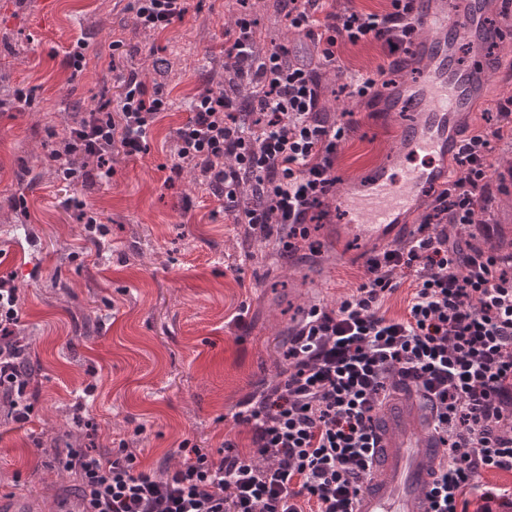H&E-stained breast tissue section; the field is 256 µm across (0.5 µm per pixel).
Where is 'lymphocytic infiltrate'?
<instances>
[{"label": "lymphocytic infiltrate", "mask_w": 512, "mask_h": 512, "mask_svg": "<svg viewBox=\"0 0 512 512\" xmlns=\"http://www.w3.org/2000/svg\"><path fill=\"white\" fill-rule=\"evenodd\" d=\"M414 0H386L367 12L354 0H285L289 27L312 40L313 53L290 60L285 51L251 53L252 22L236 21L226 48L253 88L248 104L199 95L178 128V156L209 179L224 213L260 242L289 253L310 237L314 211L332 194L336 160L355 122L329 119L320 106L319 71L343 77L347 97L370 100L405 53L417 28ZM187 0H133L138 24L164 30L186 13ZM379 45L382 62L349 74L344 50ZM493 126L469 131L454 157L449 186L432 201L412 238L371 257L350 294L333 308L312 306L288 337L286 368L263 391L241 400L233 423L247 428L251 448L225 441L218 457L194 449L177 467L145 471L125 448L58 452L59 467L81 484L89 512H356L373 465L378 411L405 385L415 387L446 444L427 497L429 512H501L512 505L489 488L471 508L467 490L483 473H512V253L472 245L497 233V194L511 191L512 163L494 164L500 144L512 147V93L496 102ZM168 102L135 77L117 102H104L69 133L60 171L83 179L78 155L99 160L111 179L108 154L146 152V134ZM250 181L256 200L239 208ZM412 294L402 316H388L385 298L402 283ZM16 289L0 278V405L18 423L33 412L19 372L25 352L15 344L20 323Z\"/></svg>", "instance_id": "lymphocytic-infiltrate-1"}]
</instances>
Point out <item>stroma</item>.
Masks as SVG:
<instances>
[{"label":"stroma","mask_w":512,"mask_h":512,"mask_svg":"<svg viewBox=\"0 0 512 512\" xmlns=\"http://www.w3.org/2000/svg\"><path fill=\"white\" fill-rule=\"evenodd\" d=\"M261 2L250 15L258 40L312 50L281 0ZM238 11L236 0H189L183 18L154 31L135 24L129 0H0V276L20 296L34 406L24 423L0 415V512L18 498L30 512H64L80 498L55 463L69 443L123 446L155 469L176 466L183 446L247 447L236 403L284 369L288 333L310 306H335L359 282L366 245L333 241V204L282 255L225 216L193 164L171 174L191 100L224 78ZM79 41L77 70L68 52ZM132 74L169 101L147 152L113 155L111 181L93 161L83 182L60 181L53 150ZM320 83L323 106L340 103L356 121L338 175L355 182L389 163L398 120L339 93L332 68ZM21 88L31 104L19 112ZM78 200L101 213L99 242L88 241ZM243 306L246 328L230 326Z\"/></svg>","instance_id":"stroma-1"}]
</instances>
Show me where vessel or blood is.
Masks as SVG:
<instances>
[{
    "instance_id": "vessel-or-blood-1",
    "label": "vessel or blood",
    "mask_w": 512,
    "mask_h": 512,
    "mask_svg": "<svg viewBox=\"0 0 512 512\" xmlns=\"http://www.w3.org/2000/svg\"><path fill=\"white\" fill-rule=\"evenodd\" d=\"M413 17L421 34L397 60L404 77L374 88L383 112L400 122L395 159L333 195L343 213L337 234L382 246L410 237L414 227L406 218L417 212L423 192L446 187L447 161L458 153L470 114L500 72L485 48L512 36V8L502 0H415ZM464 44L470 48L465 65L458 61ZM418 156L424 164H415ZM379 418L377 464L358 510L426 512L425 492L445 453L430 416L409 389L397 392Z\"/></svg>"
}]
</instances>
